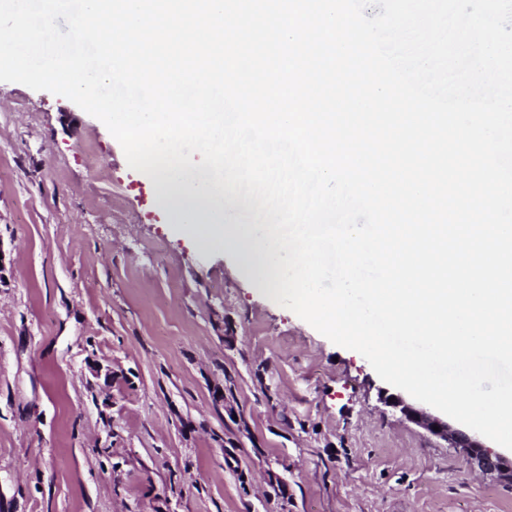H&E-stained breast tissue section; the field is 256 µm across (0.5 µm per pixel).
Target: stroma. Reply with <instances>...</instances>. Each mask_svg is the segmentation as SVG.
<instances>
[{"label": "stroma", "mask_w": 512, "mask_h": 512, "mask_svg": "<svg viewBox=\"0 0 512 512\" xmlns=\"http://www.w3.org/2000/svg\"><path fill=\"white\" fill-rule=\"evenodd\" d=\"M393 391L179 233L100 120L0 82V512H512Z\"/></svg>", "instance_id": "obj_1"}]
</instances>
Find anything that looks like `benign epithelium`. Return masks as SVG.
<instances>
[{"label": "benign epithelium", "mask_w": 512, "mask_h": 512, "mask_svg": "<svg viewBox=\"0 0 512 512\" xmlns=\"http://www.w3.org/2000/svg\"><path fill=\"white\" fill-rule=\"evenodd\" d=\"M390 404L400 408L408 421L448 443V447L464 452L482 472L495 474L498 478L512 483V459L491 452L477 439L453 427L448 421L424 408L413 407L400 397L390 401ZM436 426L439 427L437 431L434 430Z\"/></svg>", "instance_id": "benign-epithelium-1"}]
</instances>
